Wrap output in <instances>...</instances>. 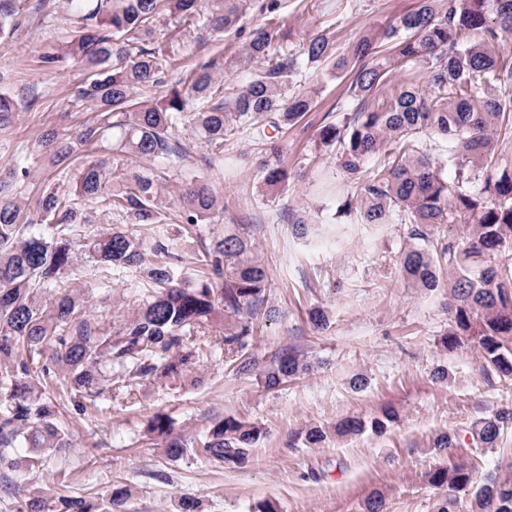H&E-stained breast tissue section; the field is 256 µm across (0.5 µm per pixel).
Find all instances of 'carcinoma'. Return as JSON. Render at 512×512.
<instances>
[{"mask_svg": "<svg viewBox=\"0 0 512 512\" xmlns=\"http://www.w3.org/2000/svg\"><path fill=\"white\" fill-rule=\"evenodd\" d=\"M199 0H68L81 27L72 40L40 55L45 72L70 60L90 74L71 91V104L96 116L78 126L72 139L43 132L37 147L55 168L58 181L71 185L43 193L38 218H25L17 189L30 167L17 166L0 178V493L16 491L13 474L34 466L21 448L61 452L69 447L46 393L63 378L80 414L87 394L125 393L132 379L179 376L195 360L220 349L224 361L242 374L255 369L250 346L253 319L271 288L267 267L251 240L224 228L202 245L193 274L176 263L164 238H145L114 226L83 240L78 225L91 224L89 205L102 195L113 212L131 224H160L158 180L131 171L140 159L160 162L185 174L179 200L187 232L224 213L212 176L224 161V144L241 134L266 141L294 126L311 110L315 91H290L309 65L327 64L353 73L347 88L353 106L317 135L338 145L336 159L354 194L337 213L357 224L409 225L398 264L409 288L448 291V331L442 344L456 347L469 336L479 352L481 371L512 377V0H419L396 22L363 35L350 54L318 34L298 52L273 45L274 28L260 27L240 52V60L261 68L241 86L215 89L224 63L201 59L161 102L133 101L134 94L164 86L198 31H240L243 15L256 9L276 16L281 0H213L208 14ZM166 12L176 19L170 44L158 46L154 23ZM188 131V139L182 132ZM205 153L188 165L195 145ZM104 146L124 154L129 166L109 169L104 160L85 164L70 178L76 146ZM454 177L448 178V169ZM268 191L288 181L280 160L264 164ZM456 227L455 233L448 228ZM171 261L145 263L146 253ZM84 256L102 268L136 270L156 291L118 332L87 313L85 296L70 289L50 302L39 298L44 283L71 273ZM224 321V333L210 341L205 330ZM309 362L287 352L264 375L275 390L305 375ZM399 418L390 405L371 418L347 416L336 423L338 436L376 435ZM512 423V406L474 420L466 435L471 448H493L500 430ZM148 431L162 439L166 457L178 460L191 448L208 463L242 468L264 437L256 423L235 418L214 421L185 441L173 436L168 417L157 414ZM327 432L309 427L295 440L320 448ZM461 445V436L442 432L436 449ZM476 466L448 460L428 473L442 491L433 512H512V473L489 474L475 485ZM129 497L112 487L108 510L122 512ZM33 490L16 512H46ZM83 499L64 497L59 512H94Z\"/></svg>", "mask_w": 512, "mask_h": 512, "instance_id": "carcinoma-1", "label": "carcinoma"}]
</instances>
